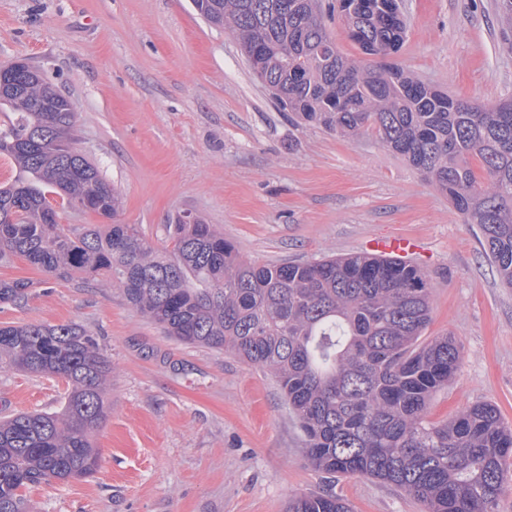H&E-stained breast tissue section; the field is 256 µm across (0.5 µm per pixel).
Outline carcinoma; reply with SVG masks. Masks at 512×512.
<instances>
[{
    "mask_svg": "<svg viewBox=\"0 0 512 512\" xmlns=\"http://www.w3.org/2000/svg\"><path fill=\"white\" fill-rule=\"evenodd\" d=\"M369 65L320 48L335 39L320 0H192L235 37L283 109L341 137L375 133L478 226L488 260L512 287V101L484 108L383 62L407 27L375 0H350ZM0 265L21 257L66 281L111 282L144 317L180 342L231 351L269 370L328 474H359L404 490L425 512H496L512 487V429L496 405L433 421L428 402L460 362L452 336L421 344L431 313L426 276L388 256L354 254L297 264L239 258L215 225L192 212L169 219L164 249L117 221L121 201L74 147L76 113L53 85L26 79L0 94ZM106 224L72 228L47 195ZM32 282L0 280V303L20 304ZM57 376L69 393L55 413L0 420V512H27L22 491L94 475L91 437L105 422L111 367L77 323L0 326V371ZM288 512H349L334 492L288 502Z\"/></svg>",
    "mask_w": 512,
    "mask_h": 512,
    "instance_id": "obj_1",
    "label": "carcinoma"
}]
</instances>
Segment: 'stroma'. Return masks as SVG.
<instances>
[{"instance_id":"1","label":"stroma","mask_w":512,"mask_h":512,"mask_svg":"<svg viewBox=\"0 0 512 512\" xmlns=\"http://www.w3.org/2000/svg\"><path fill=\"white\" fill-rule=\"evenodd\" d=\"M401 8L396 64L489 109L512 99L500 0ZM22 58L71 101L76 147L119 193V221L156 246L182 211L258 264L414 239L408 261L431 287L424 335L455 336L461 356L431 419L488 402L512 425V288L476 225L374 135L344 138L282 111L236 39L191 0H0V67ZM0 280L33 283L21 304H0V325L79 323L112 367L110 413L94 436L100 469L27 490L32 512H286L289 499L323 490L352 512H422L391 484L318 471L269 372L170 338L112 284L63 281L21 258L0 265ZM65 393L61 378L2 371L0 417L59 411Z\"/></svg>"}]
</instances>
